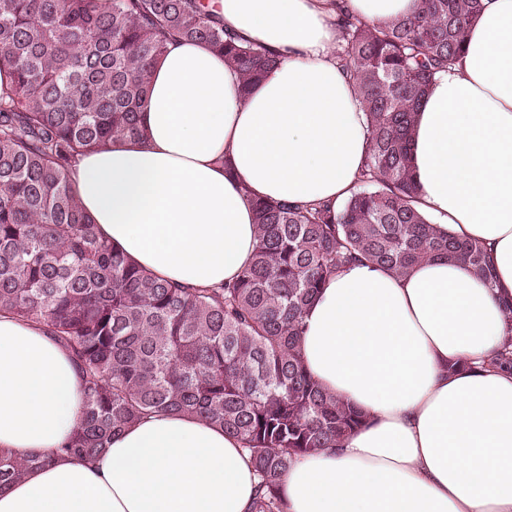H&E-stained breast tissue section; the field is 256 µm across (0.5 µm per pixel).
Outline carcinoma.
Wrapping results in <instances>:
<instances>
[{"mask_svg": "<svg viewBox=\"0 0 512 512\" xmlns=\"http://www.w3.org/2000/svg\"><path fill=\"white\" fill-rule=\"evenodd\" d=\"M384 24L342 12L336 51L367 117L369 149L342 204L252 201L256 246L233 283L186 287L135 265L100 234L70 172L116 138L142 141L152 70L168 42L207 44L247 92L279 56L243 45L201 0H0V313L37 323L71 355L83 403L68 457L102 455L152 415H189L237 438L259 477L251 512H287L283 477L338 448L364 416L324 391L300 342L330 277L363 260L403 277L442 255L494 287L478 242L415 207L412 121L459 63L482 0H417ZM489 365L512 368V333ZM50 459L0 453V486Z\"/></svg>", "mask_w": 512, "mask_h": 512, "instance_id": "carcinoma-1", "label": "carcinoma"}]
</instances>
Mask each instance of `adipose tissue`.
Masks as SVG:
<instances>
[{
  "label": "adipose tissue",
  "mask_w": 512,
  "mask_h": 512,
  "mask_svg": "<svg viewBox=\"0 0 512 512\" xmlns=\"http://www.w3.org/2000/svg\"><path fill=\"white\" fill-rule=\"evenodd\" d=\"M225 30L280 55L242 92L207 46L169 44L154 68L146 141L78 158L79 200L112 245L174 283L214 287L251 258V200L336 203L368 151L366 117L334 51L349 10L382 24L417 0H207ZM418 208L480 241L486 288L433 257L396 277L363 262L310 306L301 352L328 392L365 417L340 448L298 459L288 512H512V371L489 358L512 331V0H486L455 70L416 115ZM466 367L452 372L449 362ZM82 378L41 327L0 313V450L47 465L0 491V512H250L259 478L240 443L184 416L144 419L92 462L58 456Z\"/></svg>",
  "instance_id": "obj_1"
}]
</instances>
